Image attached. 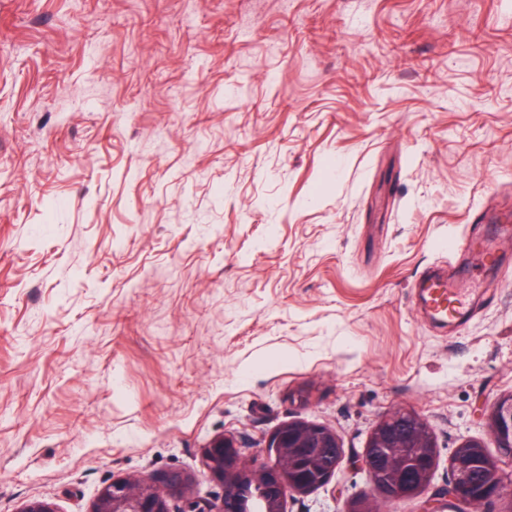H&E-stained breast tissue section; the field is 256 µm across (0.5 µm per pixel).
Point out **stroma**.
<instances>
[{
	"label": "stroma",
	"mask_w": 512,
	"mask_h": 512,
	"mask_svg": "<svg viewBox=\"0 0 512 512\" xmlns=\"http://www.w3.org/2000/svg\"><path fill=\"white\" fill-rule=\"evenodd\" d=\"M512 0H0V512H91L233 436L336 433L348 512L383 416L432 484L512 395ZM460 244L449 257V241ZM445 268L458 329L418 306Z\"/></svg>",
	"instance_id": "stroma-1"
}]
</instances>
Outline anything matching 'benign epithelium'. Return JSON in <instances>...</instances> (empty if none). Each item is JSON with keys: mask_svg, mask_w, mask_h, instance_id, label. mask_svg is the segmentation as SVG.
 I'll use <instances>...</instances> for the list:
<instances>
[{"mask_svg": "<svg viewBox=\"0 0 512 512\" xmlns=\"http://www.w3.org/2000/svg\"><path fill=\"white\" fill-rule=\"evenodd\" d=\"M486 423L501 457H490L477 441H465L455 461L459 470L454 478L426 497L438 464L437 446L417 412L405 408L388 412L358 458L371 493L351 512H379L381 502L417 497L421 498L419 512H442L445 500L485 506L506 490L512 494V475L502 467V458L512 460V394L492 407ZM268 444L267 464L254 470L243 460L233 437L211 439L203 466L211 480L224 486L219 499L196 495L193 474L166 471L150 479L125 477L106 483L98 490L93 512H171L172 500L181 502L178 512H242V495L249 482L261 486L270 512H282L288 496L326 485L344 458L335 433L302 421L277 429Z\"/></svg>", "mask_w": 512, "mask_h": 512, "instance_id": "7a95c632", "label": "benign epithelium"}]
</instances>
